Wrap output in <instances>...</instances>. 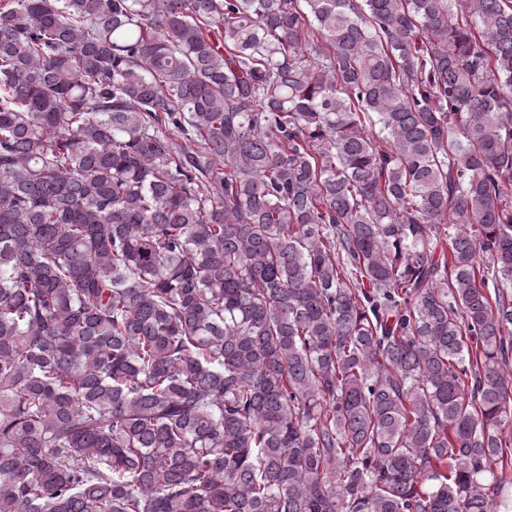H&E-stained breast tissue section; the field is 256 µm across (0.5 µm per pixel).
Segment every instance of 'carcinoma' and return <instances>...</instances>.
Returning <instances> with one entry per match:
<instances>
[{"label":"carcinoma","mask_w":512,"mask_h":512,"mask_svg":"<svg viewBox=\"0 0 512 512\" xmlns=\"http://www.w3.org/2000/svg\"><path fill=\"white\" fill-rule=\"evenodd\" d=\"M512 0H0V512H499Z\"/></svg>","instance_id":"1"}]
</instances>
